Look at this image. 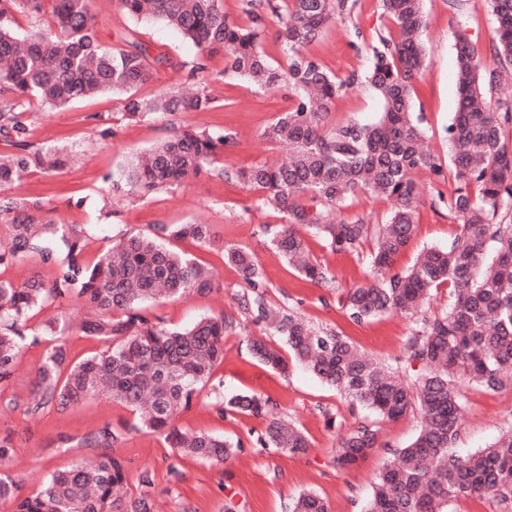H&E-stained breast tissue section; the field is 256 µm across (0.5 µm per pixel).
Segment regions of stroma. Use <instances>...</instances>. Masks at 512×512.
Returning <instances> with one entry per match:
<instances>
[{
	"mask_svg": "<svg viewBox=\"0 0 512 512\" xmlns=\"http://www.w3.org/2000/svg\"><path fill=\"white\" fill-rule=\"evenodd\" d=\"M94 2V30L105 47L124 50L134 40L165 53L170 60L138 89V97L151 98L175 85L189 89L201 86L215 98V106L208 111L157 113L131 122L123 115L120 96L109 92L53 109L31 101L24 116L30 142L66 150L73 160L56 175L28 176L12 193L46 201L47 215L57 223L86 225L92 254L113 238L125 233L148 234L157 224L213 225L218 245H193L189 251L212 270L219 290L179 301L153 302L149 308L171 328L185 327L205 316H235V327L224 335V360L214 369L212 385L222 386L228 397L243 390L271 397L280 415L294 422L310 443L300 454L257 451L250 440L265 430V420L218 415L210 394L205 393L179 415L178 426L241 439L244 450L228 463L214 466L180 455L156 434L130 432L116 447L128 464L130 492L138 490L139 472L149 469L156 474L152 491L155 512H224L229 502L238 512H287L289 503L305 490L319 493L330 512H364L375 477L389 459V449L403 448L413 441L419 431V417L410 413L381 423L382 449L358 466L336 467L333 458L338 437L358 422L371 421V414L350 409L344 397L300 364L290 363L287 372L277 373L251 356L246 337L257 333L258 328L238 312L237 300L245 288L222 248L236 245L256 254L267 284V298L273 305L294 309L312 324L335 330L369 357L389 365L403 357L412 321L386 314L355 323L340 302L344 290L368 282L365 258L369 245L355 252L335 253L321 238L308 236L310 250L335 278L330 288L310 285L267 242L264 229L278 226L279 214L260 207L256 194L240 184L203 173L147 197L118 199L107 181L132 154L184 127L210 133L231 130L234 144L220 158L227 166L250 167L284 157L285 148L266 141L262 131L292 104V93L285 88L260 90L226 71L220 49L207 53L204 72H195L198 50L176 30L158 20L133 19L115 0ZM422 8L428 21L423 33L428 61L416 85V104L429 148L444 163L450 153L448 127L457 103L455 36L464 32L477 46L486 47L495 35V22L485 0H465L458 11L448 0H423ZM389 29L381 0H357L350 16L334 20L323 36L308 46V53L329 72L357 78L336 98L331 123L369 125L378 120L381 103L364 76L372 65L374 47ZM416 179L427 200L419 208L412 239L397 260L401 269L411 266L424 249L447 245L457 233L447 206L429 203L435 193L450 195L455 189L453 179L435 182L425 172L418 173ZM44 352L41 344L21 351L6 392L14 404L0 408V435H11L15 445L7 470L17 476L24 495L37 491L50 472L67 469L81 459L93 460L95 451L91 448L55 450L53 442L58 435L79 438L105 422L133 419L129 409L107 400L89 401L64 412L49 407L39 416H26L32 382ZM461 393L462 431L455 451L464 456L489 446L502 431L512 428V387L489 392L467 385Z\"/></svg>",
	"mask_w": 512,
	"mask_h": 512,
	"instance_id": "35a3bbf8",
	"label": "stroma"
}]
</instances>
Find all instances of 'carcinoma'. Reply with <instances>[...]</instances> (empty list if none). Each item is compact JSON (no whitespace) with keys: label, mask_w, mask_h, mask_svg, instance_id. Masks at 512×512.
I'll list each match as a JSON object with an SVG mask.
<instances>
[{"label":"carcinoma","mask_w":512,"mask_h":512,"mask_svg":"<svg viewBox=\"0 0 512 512\" xmlns=\"http://www.w3.org/2000/svg\"><path fill=\"white\" fill-rule=\"evenodd\" d=\"M286 2L279 38L288 65L281 69L259 47L262 18L256 13L250 14L249 28L228 20L220 0H117L133 18L174 27L202 53L223 49L228 69L254 85L290 87L295 102L263 132L270 141L288 142L289 155L280 164L216 167V159L233 144L232 133L214 136L186 127L110 175L112 194L148 196L209 169L282 215L270 244L302 280L317 286L333 283L334 277L311 254L303 231L322 236L336 252L355 251L373 239L367 258L372 280L345 291L341 301L355 322L387 313L414 320L404 359L394 366L372 361L335 331L317 329L298 313L269 303L253 251L230 247L224 256L248 288L241 298L243 312L280 337L307 371L382 420L419 414V433L406 447L390 450L365 512H448L461 497L485 496L495 498L501 512H512V428L467 456L453 451L463 408L459 386L498 391L512 384V98L492 99L512 71V0H486L495 21L494 67L484 65L465 34L456 35L458 100L448 127L446 172L425 147L415 111V83L426 67L421 0H382L397 36L380 37L382 49L366 75L381 100L379 119L338 127L330 125L331 109L350 81L329 73L305 48L353 5L349 0ZM47 4L53 24L25 39L3 23L13 13L38 16ZM167 64L166 54L136 42L118 52L100 44L91 0H0V140L11 147L0 154V235L8 241L0 250V266L37 255L54 270L47 283L0 281V392L10 385L24 346L46 338L49 346L26 414L48 406L63 412L107 399L134 413L135 429L158 434L186 457L220 466L241 452L242 440L187 432L176 419L200 398L222 362L224 332L232 322L221 314L171 329L145 307L149 301L220 289L193 254L169 247L173 241L214 244L212 225L158 224L151 234L122 237L91 256L84 225L56 224L38 216L40 201L7 194L28 174L58 172L71 160L63 150L38 149L28 141L23 115L32 98L55 108L112 92L124 96L129 121L214 107L203 90L187 95L170 88L151 99L136 97L154 70ZM420 171L454 178L448 215L458 221V232L447 247L426 250L403 270L396 259L414 233L422 202L415 179ZM359 191L389 201L385 223L331 218L336 205ZM442 286L454 296L451 306L422 315L426 300ZM61 301L83 311L79 332L103 342L101 352L70 360L65 340L70 325L64 318L38 329L29 326L43 308ZM248 346L265 366L288 370V360L264 337H250ZM214 408L221 416L230 411L271 417L255 439L261 448L296 454L309 447L300 428L273 416L268 397L242 391L226 400L219 393ZM126 431L106 423L86 435L79 444L99 449L96 460L53 472L30 495L18 494V482L0 473V500L12 501L13 512H153L155 474L141 471L139 493L133 495L125 461L113 451ZM377 447L378 429L360 422L340 438L334 462L342 469L355 466ZM289 512H329V506L321 495L306 491Z\"/></svg>","instance_id":"obj_1"}]
</instances>
